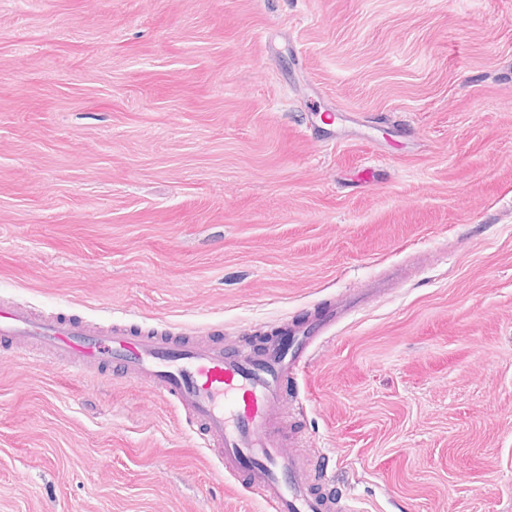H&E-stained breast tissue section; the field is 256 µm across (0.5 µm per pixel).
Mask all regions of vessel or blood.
I'll use <instances>...</instances> for the list:
<instances>
[{
    "label": "vessel or blood",
    "instance_id": "1",
    "mask_svg": "<svg viewBox=\"0 0 512 512\" xmlns=\"http://www.w3.org/2000/svg\"><path fill=\"white\" fill-rule=\"evenodd\" d=\"M332 313L282 326L265 348L201 342L156 328L107 329L72 319L40 317L0 306V344L27 355L48 351L58 367L118 372L146 393L172 400L197 428L208 454L225 474L255 491L271 512H360L353 498L329 502L311 490L321 453L302 449L285 413L283 385L305 362L312 343L348 312L337 298Z\"/></svg>",
    "mask_w": 512,
    "mask_h": 512
}]
</instances>
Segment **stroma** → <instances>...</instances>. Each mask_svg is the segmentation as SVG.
<instances>
[{
  "label": "stroma",
  "mask_w": 512,
  "mask_h": 512,
  "mask_svg": "<svg viewBox=\"0 0 512 512\" xmlns=\"http://www.w3.org/2000/svg\"><path fill=\"white\" fill-rule=\"evenodd\" d=\"M350 294L285 385L315 491L512 512V0H0V303L248 350ZM0 512L267 510L0 347Z\"/></svg>",
  "instance_id": "35a3bbf8"
}]
</instances>
